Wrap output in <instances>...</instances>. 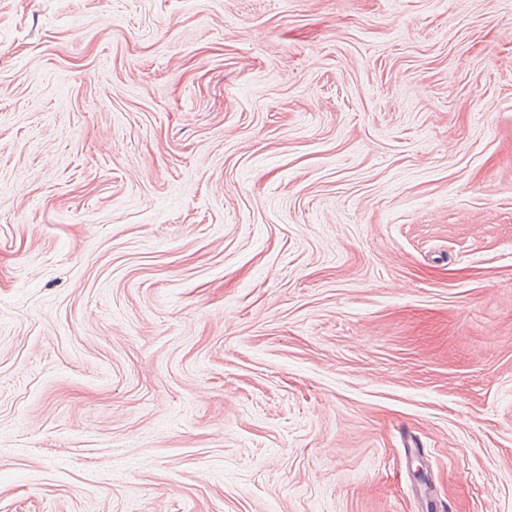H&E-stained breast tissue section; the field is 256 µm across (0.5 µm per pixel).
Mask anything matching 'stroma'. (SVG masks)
I'll return each instance as SVG.
<instances>
[{
    "label": "stroma",
    "instance_id": "35a3bbf8",
    "mask_svg": "<svg viewBox=\"0 0 512 512\" xmlns=\"http://www.w3.org/2000/svg\"><path fill=\"white\" fill-rule=\"evenodd\" d=\"M0 512H512V0H0Z\"/></svg>",
    "mask_w": 512,
    "mask_h": 512
}]
</instances>
